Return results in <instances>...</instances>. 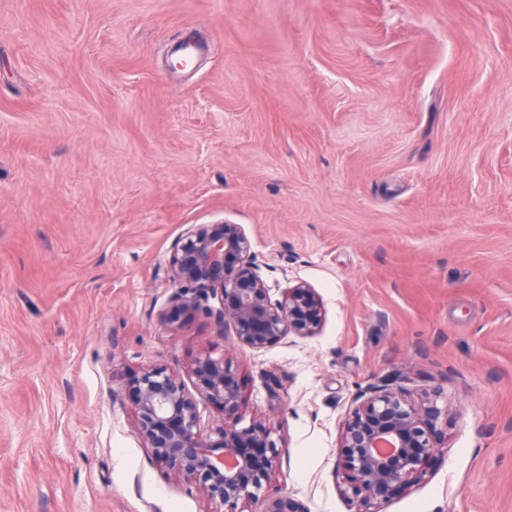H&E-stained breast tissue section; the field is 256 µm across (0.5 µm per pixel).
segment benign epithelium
I'll return each instance as SVG.
<instances>
[{"mask_svg": "<svg viewBox=\"0 0 512 512\" xmlns=\"http://www.w3.org/2000/svg\"><path fill=\"white\" fill-rule=\"evenodd\" d=\"M169 274L178 285L174 299L182 313H206L252 349L284 336H315L324 322L323 303L307 284L289 286L282 299H271L239 224L189 229L171 256ZM193 376L197 392L224 413L215 439L201 432L197 403L175 375L147 369L133 385L138 428L156 463L195 482L221 505L260 498L262 512H301L283 489L267 485L276 444L265 426H240L241 390L224 357L199 358ZM404 382L384 379L357 396L340 434L339 491L353 512H382L425 477L426 462L440 450L437 426L452 419L448 404H439L443 390L430 384L416 395Z\"/></svg>", "mask_w": 512, "mask_h": 512, "instance_id": "7a95c632", "label": "benign epithelium"}]
</instances>
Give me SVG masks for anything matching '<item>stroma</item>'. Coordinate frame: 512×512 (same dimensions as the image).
<instances>
[{
    "label": "stroma",
    "instance_id": "1",
    "mask_svg": "<svg viewBox=\"0 0 512 512\" xmlns=\"http://www.w3.org/2000/svg\"><path fill=\"white\" fill-rule=\"evenodd\" d=\"M222 221L318 335L163 322L177 243ZM205 354L304 512H352L343 424L406 372L455 416L383 512H512V0H0V512H217L132 391Z\"/></svg>",
    "mask_w": 512,
    "mask_h": 512
}]
</instances>
